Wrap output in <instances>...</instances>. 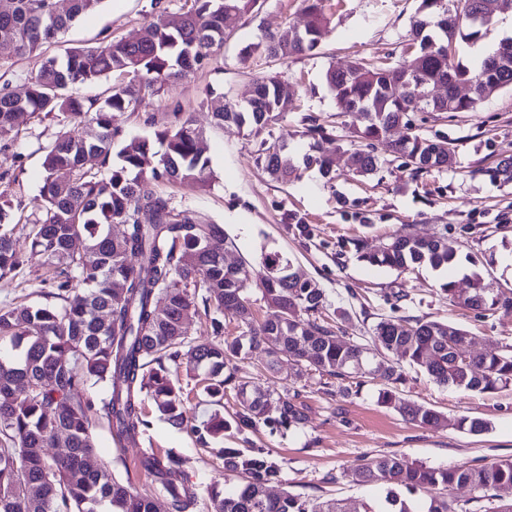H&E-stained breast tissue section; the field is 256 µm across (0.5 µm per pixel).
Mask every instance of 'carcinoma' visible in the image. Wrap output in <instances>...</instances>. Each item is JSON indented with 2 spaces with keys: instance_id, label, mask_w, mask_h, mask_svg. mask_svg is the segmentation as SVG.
I'll return each mask as SVG.
<instances>
[{
  "instance_id": "1",
  "label": "carcinoma",
  "mask_w": 512,
  "mask_h": 512,
  "mask_svg": "<svg viewBox=\"0 0 512 512\" xmlns=\"http://www.w3.org/2000/svg\"><path fill=\"white\" fill-rule=\"evenodd\" d=\"M103 0H68L60 12L56 0H0V42L12 43L20 56L42 51L81 15ZM259 0H193L179 27L172 29L162 15L149 20L139 41L112 39L97 47L77 48L64 59L45 57L37 73L27 79L19 97L0 89V141L15 137L16 114L37 118L50 115L77 120L85 135H59L46 148L44 183L37 207L45 219L36 225L32 246L55 271L60 306L19 305L0 311V340L8 337L18 353L0 355V512H200L210 502L211 512H349L342 499L305 498L288 491L274 496L270 484L279 481L280 467L267 448H222L224 480H238L231 492L218 485L189 483L181 458L160 456L145 448L140 467L150 477L148 489L138 491L99 459L92 428L104 419L122 447L141 445L149 421L143 396L175 427L186 422L183 387L172 379V367L188 357L202 370L203 393L221 405L224 393L234 392L238 410L232 420L216 412L203 427H193L202 444L262 423L271 428H298L307 423L298 393L261 387L239 376L237 362L254 345L265 346L266 371H276L284 357L300 369L344 380L371 377L382 383L378 401L394 406L408 420L436 427L445 418L436 410L405 402L395 384L403 381V365L426 373L435 383L473 392H493L512 384V350L476 354L463 360L459 349L468 342L464 330L417 317H383L373 327L379 356L322 323L326 297L312 278L300 277L291 263L277 254L263 258L254 269L242 261L224 265L228 238L217 224H203L171 207L156 193L162 179L187 186L206 182L209 159L200 149V134L190 119L171 131L155 133L156 140L135 137L119 151L120 164L100 176L84 168V157L94 152L107 160L120 129L114 113L135 107L146 95L195 67H203L224 46V14H252ZM307 25L288 26L269 35L252 51L269 57L300 56L317 49L327 31L322 0H306ZM455 0H420L410 31L415 58L409 66L384 60L358 59L343 68L330 67L325 81L346 112L363 116L362 128L352 131L350 161L358 176L371 175L389 155H400L418 176L446 169L455 162L457 140L428 136L415 125L416 112H474L481 98L469 88L488 86L512 90V42H504L472 70L455 59L449 47L456 41L474 42L500 14L512 12V0H465L463 11ZM119 73L127 81L106 90L91 113L73 94L78 86L98 84ZM437 84L446 86L443 99L413 104ZM251 100L224 107V97L211 100L216 124L245 125L256 138L255 163L273 180L286 183L297 177L296 160L282 146L271 154L266 143L291 102L276 73L253 80ZM468 92H462V88ZM403 129L397 140L392 129ZM301 136L309 139L302 157L315 165L327 183L336 174V161L321 143L334 139V129L309 118ZM164 147L157 154L155 144ZM159 157L157 165L151 159ZM487 175L512 182V158H503ZM147 210L152 220L140 221ZM125 225L116 239L108 227ZM85 241L84 252L70 251L72 238ZM358 260L372 266L406 271L428 264L434 269L459 262L457 248L440 233L422 238L397 234L382 250L368 252L355 245ZM19 260L12 241L0 234V274L15 270ZM259 281L267 304L275 309L268 320L254 324L248 296ZM470 291L457 294L446 282L448 300L464 308L489 311L512 308V297L492 296L483 278L469 276ZM109 320L100 318V310ZM227 312L245 330L220 341L188 339L185 319L202 313ZM88 384H102L108 398L101 408L85 396ZM63 439L67 452L49 454ZM360 485L383 489L384 507L375 500L363 512H469L449 499L448 492L468 486L475 500L495 502L494 512H512V458L473 467H430L398 456L363 458L349 471Z\"/></svg>"
}]
</instances>
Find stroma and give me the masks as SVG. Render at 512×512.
<instances>
[{
	"label": "stroma",
	"mask_w": 512,
	"mask_h": 512,
	"mask_svg": "<svg viewBox=\"0 0 512 512\" xmlns=\"http://www.w3.org/2000/svg\"><path fill=\"white\" fill-rule=\"evenodd\" d=\"M193 0H103L81 16L46 49L64 57L73 48L98 46L108 39H128L139 33L163 9L170 22H180ZM418 0H327L328 33L312 54L288 59L253 53L265 35L307 22L303 0H259L250 15L231 16L228 39L208 63L187 71L158 93L142 99L136 110L119 112L115 122L125 138L154 137L192 116L203 135L210 160L206 186L187 187L161 181L155 189L178 211L201 222L223 227L232 247L228 260L259 265L266 254L278 253L294 269L323 288L325 323L342 328L355 342H370L377 318L416 316L445 322L471 335L472 351L512 346V310L463 309L449 303L441 286L446 276L422 266L400 272L357 260L356 245L382 249L398 232L420 237L447 233L461 254L477 260V269L493 294H512V183L490 180L485 167L512 157V91L502 90L480 102L476 111L448 118H425L421 129L457 139V162L449 169L412 177L404 159L394 158L375 175L353 176L338 139L361 127L358 113L342 111L325 83L329 67L348 61L391 55L393 63L413 59L407 44ZM277 73L295 91L294 110L276 125V133H291L296 155L308 141L300 137L306 116L335 126L336 138L324 150L336 160V179L326 182L317 169L302 170L289 184L272 180L254 164V140L248 129L232 123L216 125L205 92L235 102L252 78ZM9 148L0 147V198L12 204V220L0 226L10 236L21 264L0 276V310L20 304H49L54 300L51 271L42 254L31 246V230L44 213L35 207L45 175L44 149L59 132H83L82 124L24 115ZM304 218L308 232L300 234L286 223L287 213ZM405 293L396 301V293ZM277 386L298 393L307 409L302 429L273 430L260 425L225 438L233 448H269L281 468L280 489L308 498L343 499L351 506L375 497L372 487L355 484L350 468L369 457L403 456L434 467L482 466L512 458V386L476 393L440 386L425 374L406 370L397 390L403 399L435 409L446 423L423 428L399 410L379 403V380L362 382L327 379L314 372L297 374L281 361ZM189 427L171 426L159 413L148 412L147 436L161 452L184 459L192 484L223 481L224 465L216 450L201 447L191 426L206 421L214 406L194 397L186 405ZM479 418L488 428L480 434L461 428L460 419ZM96 451L108 468L133 466L140 450L118 448L106 422L92 430Z\"/></svg>",
	"instance_id": "obj_1"
}]
</instances>
